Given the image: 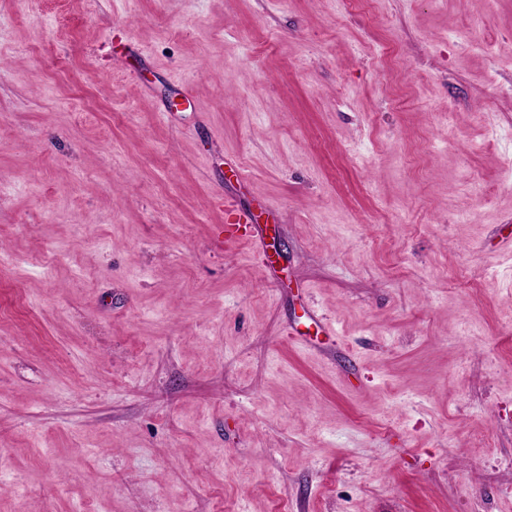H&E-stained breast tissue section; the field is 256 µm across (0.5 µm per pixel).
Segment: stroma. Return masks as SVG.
I'll return each instance as SVG.
<instances>
[{"label":"stroma","instance_id":"1","mask_svg":"<svg viewBox=\"0 0 512 512\" xmlns=\"http://www.w3.org/2000/svg\"><path fill=\"white\" fill-rule=\"evenodd\" d=\"M88 504L512 512V0H0V512ZM226 213L231 218L228 224L224 225V241L235 244L250 243L245 227L247 224H253V214L243 208L229 204L228 199H224Z\"/></svg>","mask_w":512,"mask_h":512}]
</instances>
